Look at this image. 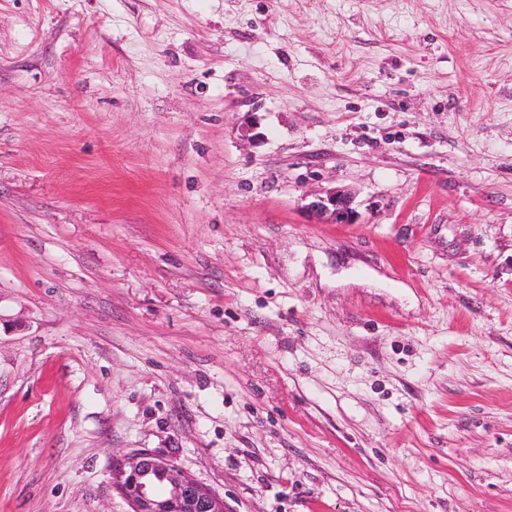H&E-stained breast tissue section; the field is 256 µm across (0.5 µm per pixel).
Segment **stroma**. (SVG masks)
<instances>
[{
  "mask_svg": "<svg viewBox=\"0 0 512 512\" xmlns=\"http://www.w3.org/2000/svg\"><path fill=\"white\" fill-rule=\"evenodd\" d=\"M138 448L512 512V0H0V512H130ZM353 203L350 192L333 189L324 195H315L303 208L321 224H355L358 212Z\"/></svg>",
  "mask_w": 512,
  "mask_h": 512,
  "instance_id": "stroma-1",
  "label": "stroma"
}]
</instances>
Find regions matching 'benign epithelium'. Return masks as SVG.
Listing matches in <instances>:
<instances>
[{"instance_id": "1", "label": "benign epithelium", "mask_w": 512, "mask_h": 512, "mask_svg": "<svg viewBox=\"0 0 512 512\" xmlns=\"http://www.w3.org/2000/svg\"><path fill=\"white\" fill-rule=\"evenodd\" d=\"M354 197L333 189L316 195L304 209L321 224H355ZM112 487L131 512H226L224 499L188 476L178 463L147 449L112 458Z\"/></svg>"}]
</instances>
